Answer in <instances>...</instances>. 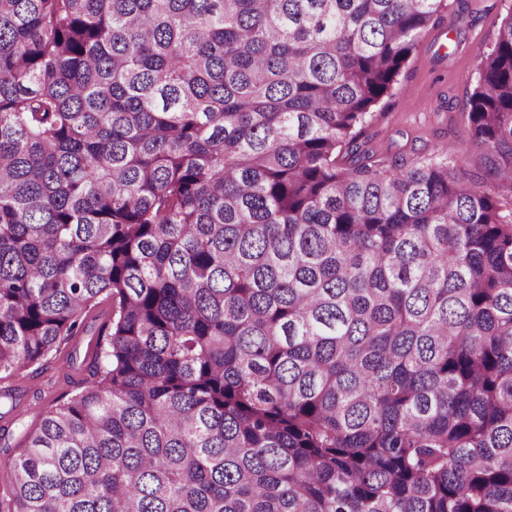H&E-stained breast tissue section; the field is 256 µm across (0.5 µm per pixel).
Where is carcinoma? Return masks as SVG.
Wrapping results in <instances>:
<instances>
[{"mask_svg":"<svg viewBox=\"0 0 512 512\" xmlns=\"http://www.w3.org/2000/svg\"><path fill=\"white\" fill-rule=\"evenodd\" d=\"M446 7L0 0V375L112 301L0 512H512V8L465 151L356 133Z\"/></svg>","mask_w":512,"mask_h":512,"instance_id":"cac0c4a2","label":"carcinoma"}]
</instances>
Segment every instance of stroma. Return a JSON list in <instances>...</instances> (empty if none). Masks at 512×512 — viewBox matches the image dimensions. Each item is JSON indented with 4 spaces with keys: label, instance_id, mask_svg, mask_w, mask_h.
I'll return each mask as SVG.
<instances>
[{
    "label": "stroma",
    "instance_id": "obj_1",
    "mask_svg": "<svg viewBox=\"0 0 512 512\" xmlns=\"http://www.w3.org/2000/svg\"><path fill=\"white\" fill-rule=\"evenodd\" d=\"M512 0H451L421 37L399 83L371 110L360 138L381 166L427 156L441 143L460 144L462 110L478 77L480 53L496 39ZM112 320L109 302L93 308L82 331L41 363L0 379V458L16 456L27 431L93 379Z\"/></svg>",
    "mask_w": 512,
    "mask_h": 512
}]
</instances>
